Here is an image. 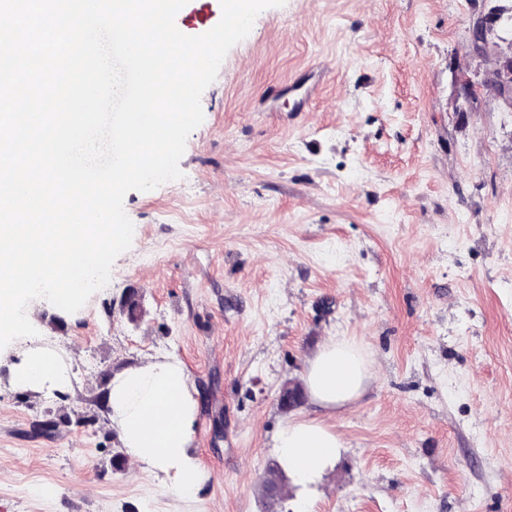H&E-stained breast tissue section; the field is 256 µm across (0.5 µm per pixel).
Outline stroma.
I'll return each mask as SVG.
<instances>
[{"mask_svg":"<svg viewBox=\"0 0 512 512\" xmlns=\"http://www.w3.org/2000/svg\"><path fill=\"white\" fill-rule=\"evenodd\" d=\"M511 58L512 0L263 11L202 94L183 179L127 193L108 285L73 314L33 300L37 337L0 350V512H512V98L491 86ZM335 338L375 365L361 395L282 408ZM33 344L67 388L13 387ZM164 356L198 402L190 499L133 472L105 400ZM291 419L344 448L272 500Z\"/></svg>","mask_w":512,"mask_h":512,"instance_id":"35a3bbf8","label":"stroma"}]
</instances>
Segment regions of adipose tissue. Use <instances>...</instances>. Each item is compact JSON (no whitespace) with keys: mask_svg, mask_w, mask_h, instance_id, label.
I'll use <instances>...</instances> for the list:
<instances>
[{"mask_svg":"<svg viewBox=\"0 0 512 512\" xmlns=\"http://www.w3.org/2000/svg\"><path fill=\"white\" fill-rule=\"evenodd\" d=\"M372 372V362L351 343L332 339L310 360L305 382L317 405L333 409L358 398ZM12 382L27 389L61 390L68 376L53 352L35 346L24 352ZM106 402L131 463L160 478L176 496H194L205 473L191 451L198 405L184 365L165 357L128 367L113 377ZM273 446L283 467L307 485L335 461L344 441L318 420L298 419L279 429Z\"/></svg>","mask_w":512,"mask_h":512,"instance_id":"obj_1","label":"adipose tissue"}]
</instances>
